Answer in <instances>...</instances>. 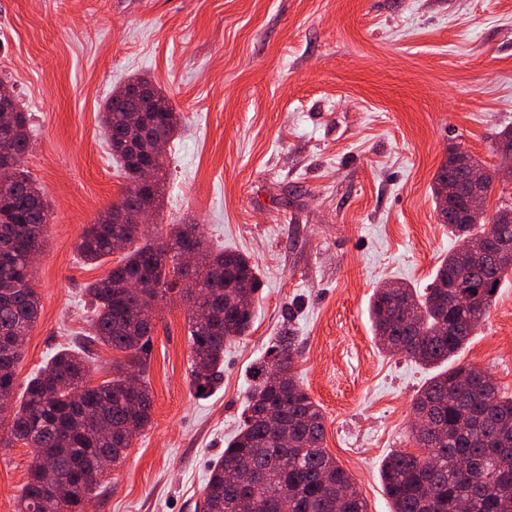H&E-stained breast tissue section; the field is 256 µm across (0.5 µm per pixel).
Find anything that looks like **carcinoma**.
<instances>
[{
	"label": "carcinoma",
	"instance_id": "1",
	"mask_svg": "<svg viewBox=\"0 0 512 512\" xmlns=\"http://www.w3.org/2000/svg\"><path fill=\"white\" fill-rule=\"evenodd\" d=\"M11 123L0 135V390L13 393L16 366L41 304L33 287L29 253L40 251L50 223L43 191L21 169L30 143V116L11 98ZM142 110L141 124L127 113ZM102 123L131 186L122 198L89 225L79 251L91 264L121 244L120 265L88 288L93 304L91 333L75 348L51 357L28 382L24 399L10 420L9 442L33 449L28 481L18 512H82L85 499L100 484L98 467L125 459L132 440L150 422L152 399L142 373L154 330L142 312L191 276L196 287L182 294L190 304L191 377L195 388L213 389L224 361V343L245 335L254 319L261 282L251 260L235 251H210L196 224H174L164 245L137 244L144 209L158 208L164 192L165 152L147 145L168 143L180 116L148 80L135 77L106 100ZM153 169L147 189L140 170ZM455 176L453 159L438 169L432 194L440 223L458 239L470 240L474 253L497 238L512 239V201L503 200L491 217L472 218L463 201L449 203L444 188ZM201 263L183 270V252ZM512 274V258L479 267L473 256L448 252L427 288L397 284L404 306L387 310L388 288L375 289L369 306L375 336L390 353L427 367L451 361L490 314L502 280ZM103 344L127 354L110 381L89 383L92 346ZM296 337L286 332L267 350L268 361L253 373L245 421L228 441L203 488L204 512H236L239 499L252 500L254 512H367L364 498L348 473L324 447L325 419L320 406L291 377L280 383L263 379L276 366L293 367ZM412 439L418 452L397 451L381 468L392 512H512V396L501 394L490 376L456 365L431 376L412 404ZM463 458L476 475L459 470ZM72 487L56 495L45 481L47 465Z\"/></svg>",
	"mask_w": 512,
	"mask_h": 512
}]
</instances>
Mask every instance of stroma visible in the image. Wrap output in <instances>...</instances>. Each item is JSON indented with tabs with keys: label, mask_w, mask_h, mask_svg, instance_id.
<instances>
[{
	"label": "stroma",
	"mask_w": 512,
	"mask_h": 512,
	"mask_svg": "<svg viewBox=\"0 0 512 512\" xmlns=\"http://www.w3.org/2000/svg\"><path fill=\"white\" fill-rule=\"evenodd\" d=\"M142 77L180 116L147 238L199 225L212 251L248 254L261 288L251 329L226 343L222 380L197 395L188 306H154L143 374L149 425L86 512H201L242 421L251 371L293 329L294 374L325 417L324 444L368 512H391L384 459L414 451L411 403L432 369L382 350L370 297L423 289L458 244L435 211L436 172L458 146L494 169L512 127V0H0V81L29 112L22 168L51 221L33 285L42 310L13 403L59 349L88 333L85 228L128 187L103 135L104 102ZM512 395V277L456 358ZM0 421V512H15L32 450Z\"/></svg>",
	"instance_id": "obj_1"
}]
</instances>
